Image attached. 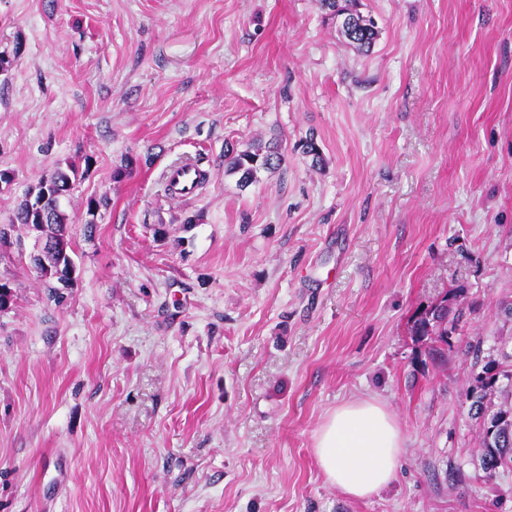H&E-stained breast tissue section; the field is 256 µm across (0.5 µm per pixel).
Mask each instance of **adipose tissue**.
Returning <instances> with one entry per match:
<instances>
[{"mask_svg": "<svg viewBox=\"0 0 512 512\" xmlns=\"http://www.w3.org/2000/svg\"><path fill=\"white\" fill-rule=\"evenodd\" d=\"M402 452L403 437L393 413L367 400L336 407L318 430L313 448L326 480L356 500L390 486Z\"/></svg>", "mask_w": 512, "mask_h": 512, "instance_id": "1", "label": "adipose tissue"}]
</instances>
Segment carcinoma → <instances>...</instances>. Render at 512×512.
Listing matches in <instances>:
<instances>
[{
    "label": "carcinoma",
    "mask_w": 512,
    "mask_h": 512,
    "mask_svg": "<svg viewBox=\"0 0 512 512\" xmlns=\"http://www.w3.org/2000/svg\"><path fill=\"white\" fill-rule=\"evenodd\" d=\"M321 7L334 12L342 18V31L348 33L354 28L357 34L350 42L358 48L371 47L378 32L374 23L365 19L358 11L357 0H319ZM282 162L278 148L254 144L233 156L227 163L225 171L238 175V184L246 187L256 179L261 169H274ZM78 167L67 164V169H58L48 179H44L30 190L17 208L15 218L9 224L13 228L19 224L34 233V254L30 259L40 277L50 288L60 283L59 269L68 263L66 256H52L46 263L39 262L35 253L45 250L51 240L64 237L67 233L68 217L62 210V198L44 189L51 185H65L73 182ZM448 300H443L438 306L426 311L415 324V333L427 336L439 344L448 343V336L455 330L454 322L448 320ZM512 367V354H502V359L487 360L481 371L474 377V385L467 393L469 413L479 421L482 429V445L484 454L481 457V467L486 476H493L498 469L512 466V405L501 406L496 411H490L489 403L492 392L500 374L507 373Z\"/></svg>",
    "instance_id": "1"
}]
</instances>
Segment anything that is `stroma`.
Here are the masks:
<instances>
[{
	"label": "stroma",
	"instance_id": "stroma-1",
	"mask_svg": "<svg viewBox=\"0 0 512 512\" xmlns=\"http://www.w3.org/2000/svg\"><path fill=\"white\" fill-rule=\"evenodd\" d=\"M358 5L367 52L318 0H0V225L79 168L62 301L0 241V512H512L465 399L469 346L512 351V0ZM274 138L239 187L225 150ZM354 399L404 437L368 501L312 451ZM210 173L193 163H180L169 168L167 184L173 200H185L196 195L199 185L207 180ZM448 303L441 302L421 316L415 324V333L430 336L434 342L448 345V336L455 330L454 319L448 320Z\"/></svg>",
	"mask_w": 512,
	"mask_h": 512
}]
</instances>
